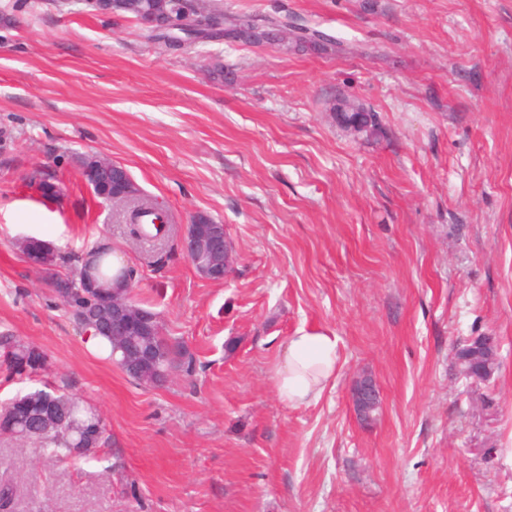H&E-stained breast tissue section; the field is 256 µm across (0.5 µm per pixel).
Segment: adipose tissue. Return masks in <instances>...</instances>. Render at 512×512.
<instances>
[{
    "instance_id": "adipose-tissue-1",
    "label": "adipose tissue",
    "mask_w": 512,
    "mask_h": 512,
    "mask_svg": "<svg viewBox=\"0 0 512 512\" xmlns=\"http://www.w3.org/2000/svg\"><path fill=\"white\" fill-rule=\"evenodd\" d=\"M337 339L328 333L306 327L289 336L275 370L278 397L291 407L318 400L336 376Z\"/></svg>"
}]
</instances>
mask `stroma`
<instances>
[{
	"label": "stroma",
	"mask_w": 512,
	"mask_h": 512,
	"mask_svg": "<svg viewBox=\"0 0 512 512\" xmlns=\"http://www.w3.org/2000/svg\"><path fill=\"white\" fill-rule=\"evenodd\" d=\"M213 2L330 46L172 49L83 0H0V335L48 361L0 371V403L58 389L109 436L77 460L0 436L13 512H512V0ZM347 99L377 128L342 123ZM85 154L168 213L163 244L85 186ZM198 212L239 256L224 282L180 251ZM26 237L69 256L63 275L108 244L195 375L149 387L89 351ZM301 326L335 334L339 361L292 408L274 372ZM477 336L492 370L466 378L456 348ZM363 377L381 395L366 420ZM380 396L376 385L370 379H362L358 382L353 396V404L358 415L377 408Z\"/></svg>",
	"instance_id": "1"
}]
</instances>
